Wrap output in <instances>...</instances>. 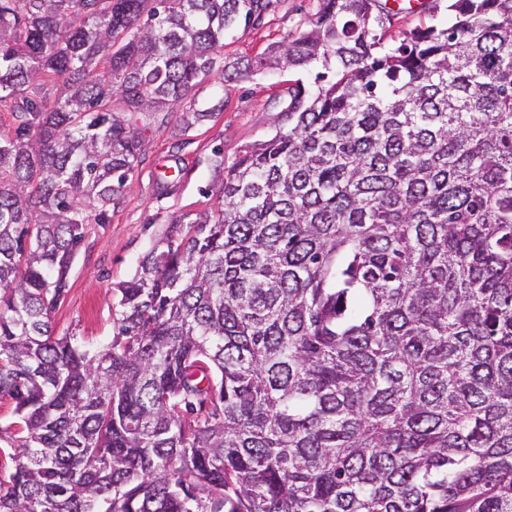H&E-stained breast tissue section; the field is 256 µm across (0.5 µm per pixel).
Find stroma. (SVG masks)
Returning a JSON list of instances; mask_svg holds the SVG:
<instances>
[{"instance_id":"35a3bbf8","label":"stroma","mask_w":512,"mask_h":512,"mask_svg":"<svg viewBox=\"0 0 512 512\" xmlns=\"http://www.w3.org/2000/svg\"><path fill=\"white\" fill-rule=\"evenodd\" d=\"M319 9V0H283L279 10L248 29H239L224 39V57L234 60L261 56L272 43L303 31ZM312 71L260 70L219 84L205 78L196 88L198 107H211L223 99L222 111L190 128H183L175 115H140L143 156L132 189L125 201L112 210L103 224L83 227L69 272V287L52 314L56 335L74 336L89 345L107 342L115 332L117 303L114 287L130 280L138 261L162 234L170 217L195 219L217 208L222 174L212 169L215 154L232 166L243 151L272 136L288 103L287 88L295 81L312 86ZM180 170L173 194L158 195L155 180L161 168Z\"/></svg>"}]
</instances>
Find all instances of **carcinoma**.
<instances>
[{
	"mask_svg": "<svg viewBox=\"0 0 512 512\" xmlns=\"http://www.w3.org/2000/svg\"><path fill=\"white\" fill-rule=\"evenodd\" d=\"M279 5L0 0V512H512V0L398 42L379 0H321L224 61ZM318 64L116 288L112 341L55 335L131 116ZM318 0H284L279 10L266 16L254 27L237 29L224 38V59L232 61L247 56L258 58L272 43L287 35H297L306 28V22L319 9Z\"/></svg>",
	"mask_w": 512,
	"mask_h": 512,
	"instance_id": "carcinoma-1",
	"label": "carcinoma"
}]
</instances>
